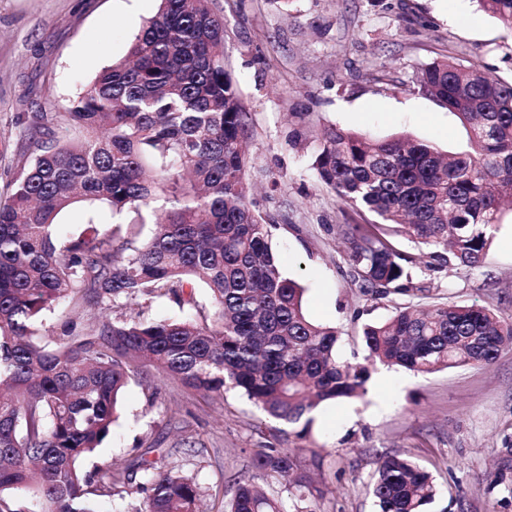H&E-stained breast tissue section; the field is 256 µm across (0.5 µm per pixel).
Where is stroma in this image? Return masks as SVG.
I'll use <instances>...</instances> for the list:
<instances>
[{"instance_id": "1", "label": "stroma", "mask_w": 512, "mask_h": 512, "mask_svg": "<svg viewBox=\"0 0 512 512\" xmlns=\"http://www.w3.org/2000/svg\"><path fill=\"white\" fill-rule=\"evenodd\" d=\"M224 17V56L253 118L249 177L256 208L272 216V246L287 277L305 289L314 322L334 327L337 354L364 361L366 325L405 306H483L512 321V211H503L475 267L433 265L427 247L391 242L409 258L406 295L363 292L341 234L373 222L342 203L312 168L327 127L376 139L408 136L440 151L467 150L460 119L423 94L417 77L452 58L512 82V30L475 0H211ZM157 0H0V198L33 160L27 130L39 114L65 112L95 74L121 60ZM96 224H89V217ZM68 235L105 233L102 205L79 204L58 221ZM111 439L86 471L140 457L196 477L208 512H225L234 481L262 485L289 512H377L368 487L380 457L410 458L438 489L427 512H512V346L488 366L431 374L372 368L363 396L330 401L304 434L283 427L240 392L203 399L180 383L132 381ZM257 448L295 462L289 484L250 466ZM508 479L496 483L499 471Z\"/></svg>"}]
</instances>
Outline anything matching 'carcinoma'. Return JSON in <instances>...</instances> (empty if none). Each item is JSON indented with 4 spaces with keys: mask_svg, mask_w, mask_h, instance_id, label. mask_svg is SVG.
Returning a JSON list of instances; mask_svg holds the SVG:
<instances>
[{
    "mask_svg": "<svg viewBox=\"0 0 512 512\" xmlns=\"http://www.w3.org/2000/svg\"><path fill=\"white\" fill-rule=\"evenodd\" d=\"M210 0H159L127 58L102 68L72 102L82 129L62 144L38 117V153L0 201V512H99L97 498L132 483L118 459L84 474L82 461L112 435L119 396L152 368L205 398L233 388L287 425L308 426L322 403L366 392L370 365L417 373L492 364L512 345V322L479 306L404 307L364 328L363 363L340 360L336 329L305 312L304 288L284 275L271 224L252 208L246 149L252 117L226 69L224 18ZM512 29V0H477ZM421 91L469 127L454 156L400 136L373 141L332 127L313 163L341 201L436 249L433 259L476 266L503 205L512 203V83L450 59L421 69ZM112 213L91 237L55 231L80 202ZM156 231L135 245L142 211ZM366 293L414 289L401 254L376 231L346 232ZM209 290L212 314L155 319L113 308L145 298L183 307ZM72 298L103 312L86 333L48 337L45 314ZM253 467L288 482V452L258 448ZM136 512H204L193 477L143 461ZM378 512H425L432 476L399 456L380 459L369 486ZM23 508L14 509L16 500ZM225 512H288L250 480Z\"/></svg>",
    "mask_w": 512,
    "mask_h": 512,
    "instance_id": "obj_1",
    "label": "carcinoma"
}]
</instances>
